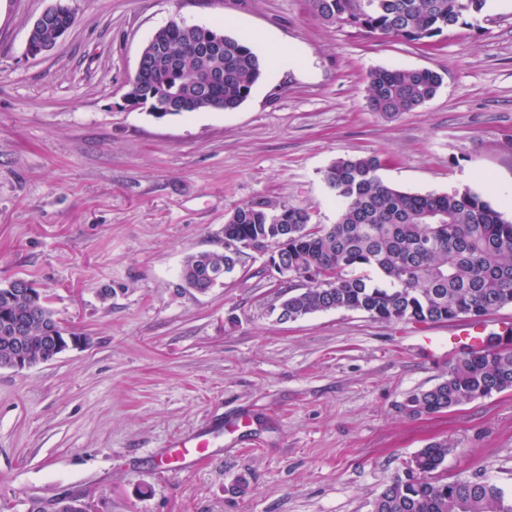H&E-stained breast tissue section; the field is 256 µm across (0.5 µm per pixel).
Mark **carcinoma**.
<instances>
[{"label": "carcinoma", "mask_w": 512, "mask_h": 512, "mask_svg": "<svg viewBox=\"0 0 512 512\" xmlns=\"http://www.w3.org/2000/svg\"><path fill=\"white\" fill-rule=\"evenodd\" d=\"M487 0H309L312 14L327 25L350 24L368 35L430 45L444 31L468 24ZM174 69L162 61L147 78L135 77L126 95L149 104L171 97L189 110L233 111L250 95L263 74V61L246 36L224 35L214 63L224 68V83L205 90V63L196 54L197 37L184 31L158 34ZM442 85L429 68L371 71L367 105L373 112H410L430 101ZM376 156L340 158L322 172L334 199V224H313L307 209L286 201L261 200L235 207L236 220L225 235L248 250L288 265L301 283L279 308L290 321L331 310L358 311L382 322L426 324L466 318L479 321L512 306V221L469 188L417 194L393 187L378 175ZM242 258L224 251L189 255L180 278L193 282L210 273V286ZM30 315L28 347L50 356L47 337L63 331L46 297L16 282L0 284V358L10 354L12 323ZM512 390V348L483 346L465 353L433 387L413 392L402 404L410 416L453 410L476 399ZM451 447L433 442L415 454L419 475L399 476L374 502L375 512H512V492L490 477L436 479Z\"/></svg>", "instance_id": "cac0c4a2"}]
</instances>
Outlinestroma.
Returning a JSON list of instances; mask_svg holds the SVG:
<instances>
[{
  "label": "stroma",
  "instance_id": "1",
  "mask_svg": "<svg viewBox=\"0 0 512 512\" xmlns=\"http://www.w3.org/2000/svg\"><path fill=\"white\" fill-rule=\"evenodd\" d=\"M53 0H0V283L30 282L86 342L0 369V512L80 494L93 512H372L406 463L451 445L449 478L512 489V391L412 417L414 391L460 354L430 356L454 322H381L332 310L278 321L287 297L248 252L222 286L182 287L185 258L224 248L239 204L268 198L331 224L321 172L375 155L412 193L512 188V0L435 48L316 19L309 0H70L75 23L43 56L28 30ZM278 44L236 110L154 118L123 103L140 52L172 18ZM431 68L410 112L367 107L370 71ZM204 436L206 458L164 471L166 443Z\"/></svg>",
  "mask_w": 512,
  "mask_h": 512
}]
</instances>
